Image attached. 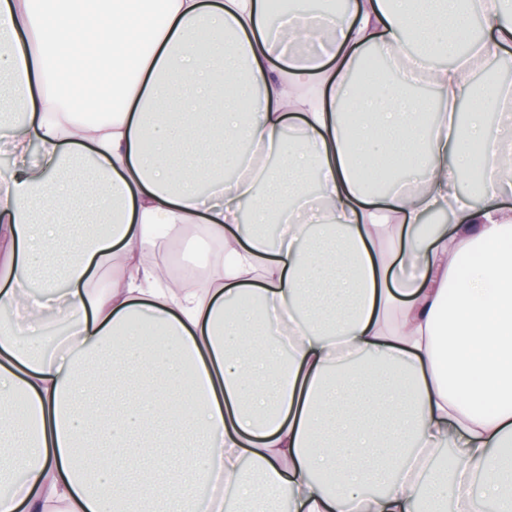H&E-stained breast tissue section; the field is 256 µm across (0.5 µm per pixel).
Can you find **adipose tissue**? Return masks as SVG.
<instances>
[{"instance_id": "ef3b65f1", "label": "adipose tissue", "mask_w": 512, "mask_h": 512, "mask_svg": "<svg viewBox=\"0 0 512 512\" xmlns=\"http://www.w3.org/2000/svg\"><path fill=\"white\" fill-rule=\"evenodd\" d=\"M507 2L294 0L285 39L265 0H0V512H223L194 492L217 471L247 512H476L477 478L512 512V142L448 120L512 50ZM372 47L390 93L357 76ZM158 225L229 258L174 293Z\"/></svg>"}]
</instances>
